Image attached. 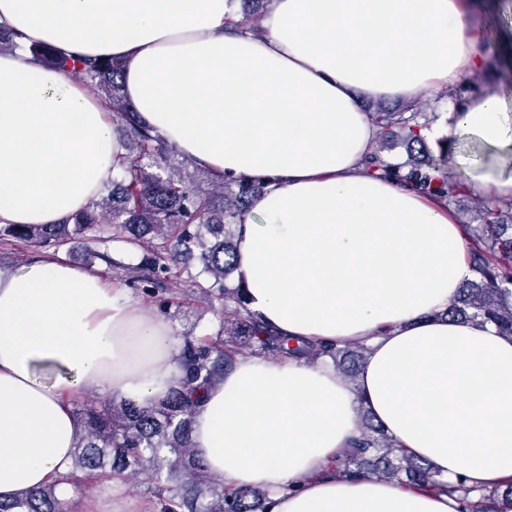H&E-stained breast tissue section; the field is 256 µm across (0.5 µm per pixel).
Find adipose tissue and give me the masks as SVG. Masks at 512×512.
<instances>
[{
	"label": "adipose tissue",
	"instance_id": "obj_1",
	"mask_svg": "<svg viewBox=\"0 0 512 512\" xmlns=\"http://www.w3.org/2000/svg\"><path fill=\"white\" fill-rule=\"evenodd\" d=\"M474 0H273L267 33L230 32L238 0H0V27L110 57L168 144L216 177L266 184L237 227L250 311L290 336L367 349L332 365L237 357L208 389L192 448L213 483L260 486L270 512H457L445 493L340 479L366 407L438 477L512 479V336L436 318L473 276L447 206L363 173L379 132L364 101L454 91L490 65ZM452 137L512 156V90L472 98ZM123 141L85 86L0 54V225L60 224L119 170ZM466 187L512 199V173ZM172 327L127 289L62 261L0 273V500L70 497L76 395L154 403L180 375Z\"/></svg>",
	"mask_w": 512,
	"mask_h": 512
}]
</instances>
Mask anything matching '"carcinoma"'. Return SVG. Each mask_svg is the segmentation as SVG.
Wrapping results in <instances>:
<instances>
[{"mask_svg":"<svg viewBox=\"0 0 512 512\" xmlns=\"http://www.w3.org/2000/svg\"><path fill=\"white\" fill-rule=\"evenodd\" d=\"M235 26L258 33L256 8L271 0H246ZM30 58L47 69L61 70L84 83L103 100L113 124L125 131V154L120 172L99 197L62 224L0 225V241L21 250L30 247L57 253L81 239L106 245L122 242L146 251L136 265L124 264L97 252L117 272L130 275L132 285L151 297L160 312H167L175 291L202 294L219 305L216 336H183L180 345L182 377L166 397L141 406L127 400L97 397L79 418L80 432L74 448L73 470L86 477L105 473L122 476L128 470L148 471L160 512H269L272 501L260 487L214 485L203 493V463L192 453L193 414L212 381L228 370L234 357L246 351L273 360L293 359L314 364L329 358L344 378L356 377L366 359L359 343L342 347L298 337L283 336L264 325L249 309L244 283L229 287L236 270V228L266 184L243 176L211 177L214 190L200 188L194 176L175 171V148L142 124L136 105L124 93L121 67L112 58L65 57L48 44L27 47ZM417 102L398 110L378 108L370 113L380 128L383 144L402 141L413 151L426 146ZM439 155H420L393 163L374 150L365 159L363 172L392 179L419 192L450 201L465 190L462 177L448 169V140L439 142ZM512 200L486 205L480 223L466 225L470 238L473 279L464 283L457 297L438 319L492 322L512 336ZM200 255L201 266L173 268L171 257ZM338 478L373 475L387 482L420 490H445L458 495V512H512V481L505 486L476 490L461 478L453 485L440 480L429 464L406 454L374 418L360 419L359 434L350 449L331 465ZM0 512H67L65 502L49 485L29 497L0 501Z\"/></svg>","mask_w":512,"mask_h":512,"instance_id":"obj_1","label":"carcinoma"}]
</instances>
